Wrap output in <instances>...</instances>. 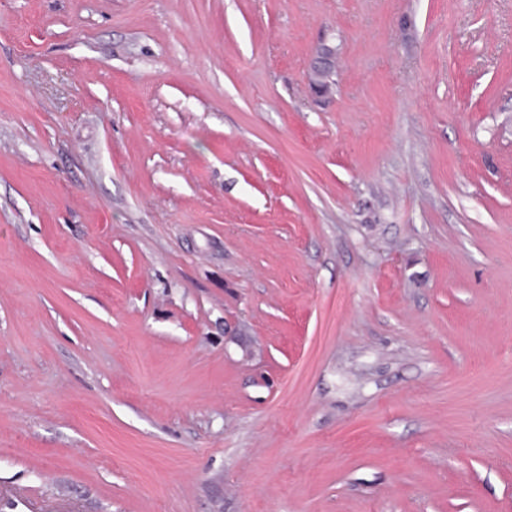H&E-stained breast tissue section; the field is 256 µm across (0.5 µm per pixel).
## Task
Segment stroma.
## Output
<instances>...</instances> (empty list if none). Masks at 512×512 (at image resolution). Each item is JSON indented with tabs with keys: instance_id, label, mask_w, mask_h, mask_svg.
I'll return each mask as SVG.
<instances>
[{
	"instance_id": "35a3bbf8",
	"label": "stroma",
	"mask_w": 512,
	"mask_h": 512,
	"mask_svg": "<svg viewBox=\"0 0 512 512\" xmlns=\"http://www.w3.org/2000/svg\"><path fill=\"white\" fill-rule=\"evenodd\" d=\"M0 512H512V0H0Z\"/></svg>"
}]
</instances>
